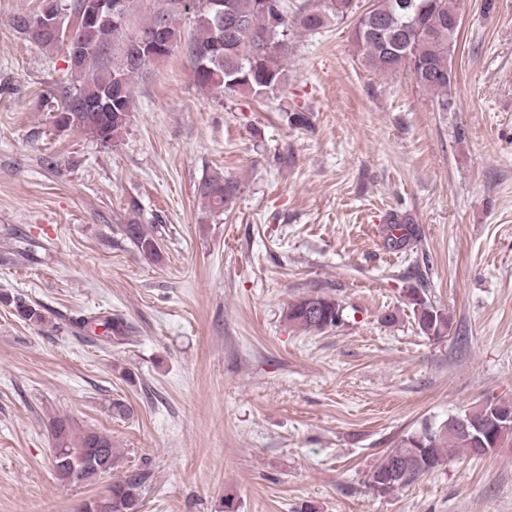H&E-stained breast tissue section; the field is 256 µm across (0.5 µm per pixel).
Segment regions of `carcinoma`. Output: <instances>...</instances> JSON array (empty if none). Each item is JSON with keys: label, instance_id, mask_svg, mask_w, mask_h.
<instances>
[{"label": "carcinoma", "instance_id": "1", "mask_svg": "<svg viewBox=\"0 0 512 512\" xmlns=\"http://www.w3.org/2000/svg\"><path fill=\"white\" fill-rule=\"evenodd\" d=\"M116 1L120 3L119 12L104 11L90 22L88 0H42L44 6H59L61 22L54 32L33 30L31 16L14 19L17 32L37 46H67L69 68L77 86L61 89L59 118L64 125L104 144L120 138L132 104L134 80L154 62L144 56L133 63L140 37L160 39L168 48L166 57L186 44L198 87L262 100L284 81L288 36L293 29L316 31L358 10L355 0H323L322 6L302 7L290 17L288 0H195L193 9L186 13L179 9V0H158L159 7L150 18L132 30L130 0L107 3ZM185 14L193 23V33L187 40L178 25ZM460 21L461 0H377L374 9L357 17L351 40L357 59L366 68L383 73L407 72L419 87L433 94L437 111L453 112L449 44L458 42ZM117 38L121 39L120 59L110 67L102 65L100 59ZM239 193L240 183L219 172L207 176L199 186L200 197L214 213L231 208ZM124 233L144 257L159 260L158 239L144 225L132 220L124 225ZM411 239L413 229L406 219L391 215L388 247L401 249ZM409 300L425 335L440 336L448 330V316L426 298L414 291ZM0 302L14 306L24 321H46L36 305L7 296H0ZM285 319L302 330L322 331L341 322L342 308L329 296L311 294L289 303ZM83 325L101 326L116 340L126 337L128 329L118 317L91 316L83 319ZM51 430L55 442L53 468L61 480L88 482L112 470L119 460L112 438L106 434L94 429L76 434L64 417L54 418ZM511 434L512 401H487L437 426L425 425L403 437L371 471L368 485L379 494H391L438 469L452 452L462 450L482 456ZM142 484L140 473L126 475L112 482L107 495L85 501L84 512H138Z\"/></svg>", "mask_w": 512, "mask_h": 512}]
</instances>
